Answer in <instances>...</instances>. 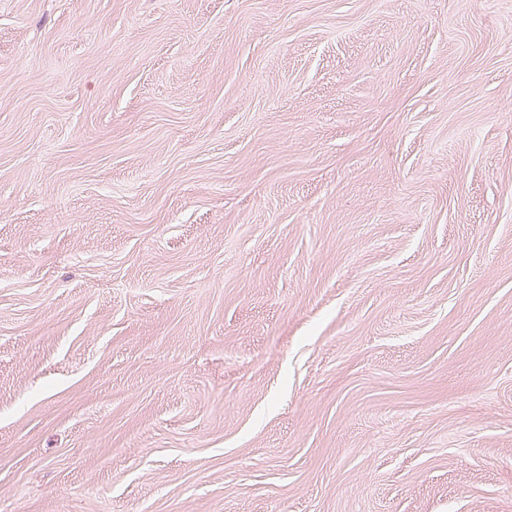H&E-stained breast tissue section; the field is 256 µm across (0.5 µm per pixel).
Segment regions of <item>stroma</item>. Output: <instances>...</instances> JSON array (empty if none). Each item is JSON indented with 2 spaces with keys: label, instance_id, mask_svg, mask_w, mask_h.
<instances>
[{
  "label": "stroma",
  "instance_id": "35a3bbf8",
  "mask_svg": "<svg viewBox=\"0 0 512 512\" xmlns=\"http://www.w3.org/2000/svg\"><path fill=\"white\" fill-rule=\"evenodd\" d=\"M0 512H512V0H0Z\"/></svg>",
  "mask_w": 512,
  "mask_h": 512
}]
</instances>
